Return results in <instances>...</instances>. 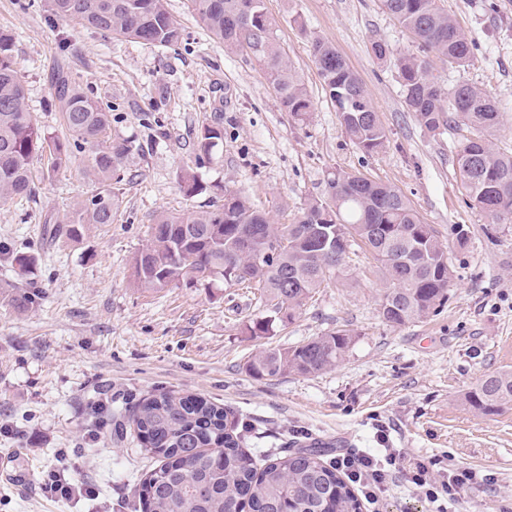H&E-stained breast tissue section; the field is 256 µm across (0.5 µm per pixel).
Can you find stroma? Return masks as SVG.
<instances>
[{
    "mask_svg": "<svg viewBox=\"0 0 512 512\" xmlns=\"http://www.w3.org/2000/svg\"><path fill=\"white\" fill-rule=\"evenodd\" d=\"M168 3L184 29L175 48L62 21L50 0H0V30L13 36L41 130L67 136L54 94L63 74L111 110L113 137L143 147L121 167L113 223L90 225L80 240L55 238L49 223L94 192L80 163L52 171L35 160L33 197L0 200V242L34 257L39 291L28 309H14L18 277L0 262V512H142L134 484L154 462L128 422L101 424L93 408L100 403L115 415L161 389L224 406L259 462L268 449L330 438L445 455L492 472L494 485L471 487L448 512H499L512 502V409L484 415L464 394L483 376L512 369V224L470 207L458 178L462 130L422 128L406 108L392 58L371 50L376 41L415 50L411 34L381 0H264L311 97L301 123L282 110L255 57L225 52L187 0ZM440 3L474 41L476 56L464 69L435 63L433 76L448 88L486 89L501 115L493 141L512 152V0ZM315 38L333 44L360 78L387 134L378 153H362L346 135L310 52ZM206 124L224 137L203 160ZM335 172H361L398 189L436 230L455 271L438 312L401 327L385 323L377 263L359 246L334 284L266 336L249 330L267 315L257 289L135 285L133 259L160 212L199 210L223 202L230 189L283 226L309 199H329ZM187 173L204 193L185 195ZM339 328L350 330L352 343L335 366L264 379L247 371L263 350ZM62 465L93 495L45 496L42 475Z\"/></svg>",
    "mask_w": 512,
    "mask_h": 512,
    "instance_id": "obj_1",
    "label": "stroma"
}]
</instances>
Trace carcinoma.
Masks as SVG:
<instances>
[{"label": "carcinoma", "instance_id": "cac0c4a2", "mask_svg": "<svg viewBox=\"0 0 512 512\" xmlns=\"http://www.w3.org/2000/svg\"><path fill=\"white\" fill-rule=\"evenodd\" d=\"M211 38L231 52H252L264 65L279 103L299 122L308 119L311 99L287 53L274 37L275 21L263 0H190ZM385 10L410 31L418 48L436 52L452 67L474 61V43L439 0H382ZM64 20L146 45L170 48L182 40V29L168 0H51ZM13 38L0 31V199L30 197L33 161L49 154L51 166L65 168L81 158L83 173L98 184L88 198L56 219L54 235L77 239L86 224H110L120 199L112 185L117 170L141 146L133 140L107 139L111 113L65 77L55 98L71 137L63 142L33 122L12 54ZM322 85L336 105L352 143L371 155L385 146L387 134L356 73L332 44L311 43ZM405 104L427 131L464 126L471 136L457 145L461 188L473 207L497 224L512 223V153L500 150L493 133L500 124L496 102L484 89L457 84L446 89L432 76V63L411 52L394 58ZM223 138V129H201L199 150L207 155ZM328 201L311 200L296 221L271 223L240 192L224 191V203L186 213H162L151 227L149 244L134 258L137 286L157 291L187 283L210 288L224 282L263 290L272 315L254 323L263 336L279 322L292 320L319 287L336 277L352 242L361 241L380 265L385 291L380 315L392 326H404L447 301L453 268L447 247L424 223L409 200L394 187L363 173L338 172L329 181ZM336 238V255L317 251L313 227ZM28 287L15 295L25 310L33 303L30 282L34 259L11 253ZM351 335L339 328L287 349H268L247 365L255 378L286 372L307 375L339 363ZM473 409L496 415L512 409V370L483 377L464 395ZM143 450L157 466L139 480L136 496L147 512H362L359 499L323 448L275 453L264 466L254 465L232 433L226 409L197 394L162 391L144 398L132 411Z\"/></svg>", "mask_w": 512, "mask_h": 512}]
</instances>
